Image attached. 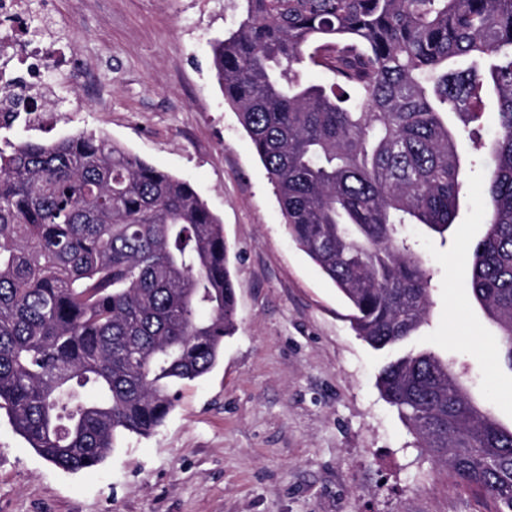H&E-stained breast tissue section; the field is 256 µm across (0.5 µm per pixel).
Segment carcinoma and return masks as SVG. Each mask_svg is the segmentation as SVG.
I'll return each instance as SVG.
<instances>
[{"label": "carcinoma", "instance_id": "cac0c4a2", "mask_svg": "<svg viewBox=\"0 0 512 512\" xmlns=\"http://www.w3.org/2000/svg\"><path fill=\"white\" fill-rule=\"evenodd\" d=\"M244 2L213 46L224 99L289 235L374 348L427 320L430 275L401 227L448 232L463 156L488 152L492 208L465 246L469 288L512 369V0ZM491 91L498 131L483 143ZM236 308L223 226L190 183L104 135L0 139V410L47 462L96 468L120 436L161 426L173 385L217 366ZM379 383L432 460L512 512V427L447 360L399 356Z\"/></svg>", "mask_w": 512, "mask_h": 512}]
</instances>
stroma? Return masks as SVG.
Wrapping results in <instances>:
<instances>
[{
	"label": "stroma",
	"mask_w": 512,
	"mask_h": 512,
	"mask_svg": "<svg viewBox=\"0 0 512 512\" xmlns=\"http://www.w3.org/2000/svg\"><path fill=\"white\" fill-rule=\"evenodd\" d=\"M50 9L96 83L55 78L60 111L0 138L94 131L189 182L231 246L238 329L208 375L180 386L162 426L125 437L95 469L45 461L1 411L0 512H491L419 448L378 385L396 352L429 349L512 425V369L483 353L498 331L460 258L485 232L486 154L464 168L446 238L407 227L431 275L429 314L398 350H378L289 237L267 171L224 100L212 45L237 28L242 0H51Z\"/></svg>",
	"instance_id": "obj_1"
}]
</instances>
